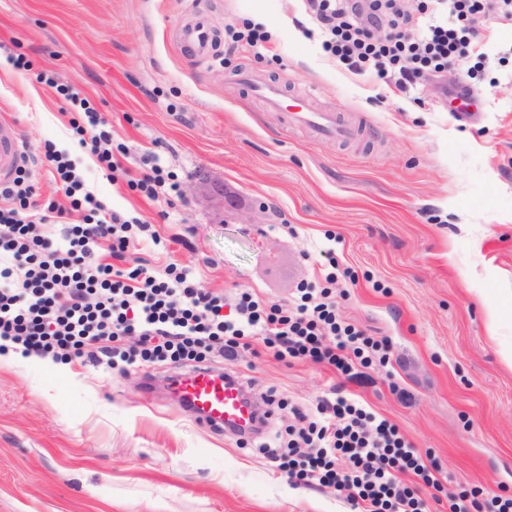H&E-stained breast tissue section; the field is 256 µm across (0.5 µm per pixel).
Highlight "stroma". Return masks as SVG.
<instances>
[{
	"mask_svg": "<svg viewBox=\"0 0 512 512\" xmlns=\"http://www.w3.org/2000/svg\"><path fill=\"white\" fill-rule=\"evenodd\" d=\"M211 21L218 55L194 58L178 26ZM264 33L262 47L232 31ZM485 68L448 69L474 119L354 73L322 48L303 0H0V119L27 145L42 200L68 207L45 145L66 151L106 210L151 222L166 247L151 264L190 267L201 288L275 300L316 281L333 247L355 279L336 293L345 319L389 342L365 384L284 364L252 339L227 371L256 396L275 390L266 433L290 409L344 385L429 454L443 485L512 497V26L480 29ZM21 56L31 68L14 67ZM249 70L351 125L322 139L267 111L236 80ZM69 82L128 150L177 174L183 201L146 198L80 147L55 83ZM241 204L229 209L225 192ZM501 307L496 327L487 306ZM184 362L92 364L0 355V512H358L346 491L289 485L259 441L211 431L168 397Z\"/></svg>",
	"mask_w": 512,
	"mask_h": 512,
	"instance_id": "obj_1",
	"label": "stroma"
}]
</instances>
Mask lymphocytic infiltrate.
Returning a JSON list of instances; mask_svg holds the SVG:
<instances>
[{"label":"lymphocytic infiltrate","instance_id":"lymphocytic-infiltrate-1","mask_svg":"<svg viewBox=\"0 0 512 512\" xmlns=\"http://www.w3.org/2000/svg\"><path fill=\"white\" fill-rule=\"evenodd\" d=\"M325 35L324 50L359 74L406 91L421 73L441 78L474 44L482 19L512 20V0H425L420 16L399 0H307ZM81 121L72 128L103 167L120 171L124 145L107 121L69 86L57 85ZM45 157L63 184L72 221L46 236L57 207L35 197L31 173L18 168L0 185V342L23 353L132 364L157 360L231 361L244 339L261 337L280 361L304 359L356 379V367L385 362L386 343L341 318L338 279L348 278L326 251L322 287L298 285L288 303L242 292L232 314L222 295L198 288L190 267L157 269L132 258L162 238L147 221L106 212L77 178L65 153ZM132 345H125V338ZM285 433L269 438L289 483L340 487L360 512H426L421 488H439L435 469L390 420L356 398L334 394L314 411H292Z\"/></svg>","mask_w":512,"mask_h":512}]
</instances>
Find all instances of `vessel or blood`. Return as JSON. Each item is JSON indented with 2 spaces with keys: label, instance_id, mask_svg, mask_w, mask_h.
Instances as JSON below:
<instances>
[{
  "label": "vessel or blood",
  "instance_id": "1",
  "mask_svg": "<svg viewBox=\"0 0 512 512\" xmlns=\"http://www.w3.org/2000/svg\"><path fill=\"white\" fill-rule=\"evenodd\" d=\"M182 44L195 56L210 58L216 40L206 15L193 14L180 30ZM268 109L290 113L295 123L308 126L325 138H343L349 133L335 114L309 111L303 103H289L281 87L268 79L241 72L238 78ZM26 160L24 145L12 125L0 123V182L7 181ZM169 392L179 408L195 422L220 432L232 426L250 432L257 421L256 406L242 386L229 381L223 371L200 366L171 379Z\"/></svg>",
  "mask_w": 512,
  "mask_h": 512
}]
</instances>
